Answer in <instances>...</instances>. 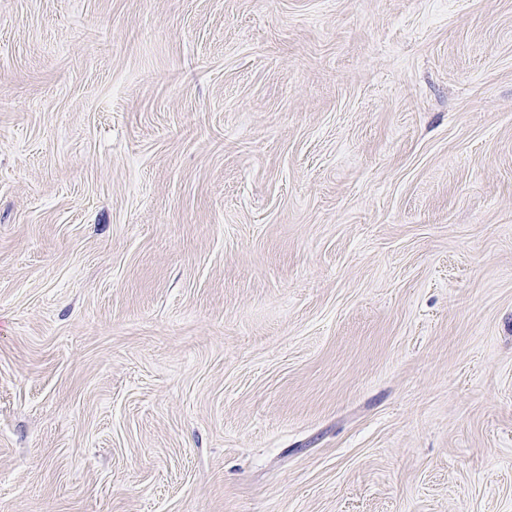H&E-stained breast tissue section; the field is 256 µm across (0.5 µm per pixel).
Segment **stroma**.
<instances>
[{"mask_svg":"<svg viewBox=\"0 0 512 512\" xmlns=\"http://www.w3.org/2000/svg\"><path fill=\"white\" fill-rule=\"evenodd\" d=\"M0 512H512V0H0Z\"/></svg>","mask_w":512,"mask_h":512,"instance_id":"obj_1","label":"stroma"}]
</instances>
